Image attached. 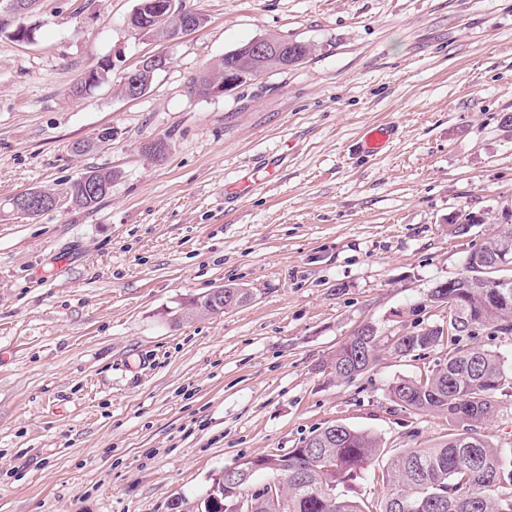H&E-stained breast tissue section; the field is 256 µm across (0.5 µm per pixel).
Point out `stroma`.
Segmentation results:
<instances>
[{"label": "stroma", "mask_w": 512, "mask_h": 512, "mask_svg": "<svg viewBox=\"0 0 512 512\" xmlns=\"http://www.w3.org/2000/svg\"><path fill=\"white\" fill-rule=\"evenodd\" d=\"M137 3L39 0L21 18L0 2V512L196 507L224 469L337 423L382 440L358 484L373 510L387 461L450 429L389 389L448 348L384 354L349 382L328 362L367 322L385 344L447 327L430 290L512 225V0H183L205 22L164 45L128 25ZM20 24L33 41L13 38ZM269 33L316 51L191 91ZM160 50L167 69L125 97V74ZM104 59L109 82L73 97ZM382 123L393 139L364 152ZM158 139L159 165L142 154ZM91 168L118 177L87 211L65 194ZM34 187L58 206L9 211ZM462 214L480 222L453 235ZM228 283L252 300L183 318L186 298Z\"/></svg>", "instance_id": "stroma-1"}]
</instances>
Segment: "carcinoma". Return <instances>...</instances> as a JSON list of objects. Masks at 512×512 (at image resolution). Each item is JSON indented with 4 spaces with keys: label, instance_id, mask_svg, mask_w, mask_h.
I'll list each match as a JSON object with an SVG mask.
<instances>
[{
    "label": "carcinoma",
    "instance_id": "obj_1",
    "mask_svg": "<svg viewBox=\"0 0 512 512\" xmlns=\"http://www.w3.org/2000/svg\"><path fill=\"white\" fill-rule=\"evenodd\" d=\"M220 62L199 74L195 93L210 95L224 78ZM69 200L78 208L94 209L106 197L87 196L78 181L68 188ZM448 292L465 302L469 320L490 333L512 335V294L508 302L495 299L499 282L472 276L466 270ZM430 303L448 308V330L420 328L387 345L395 355L407 356L448 343V357L436 364L425 379L400 380L390 388L398 406L419 412H442L454 425L445 439L428 447L405 448L382 472L386 484L379 512H512V448L489 443L478 425L490 417L502 396L512 388L503 361L496 352L463 343L471 337L467 324L457 318L448 300ZM215 313L211 298L194 297L186 303L189 316ZM380 337L352 336L329 360L331 373H362L379 358ZM379 438L367 431L342 426L338 432L320 431L284 454L244 460L245 481L214 482L216 498L202 512H234V506L253 476L266 471L273 485L250 499L248 512H366L362 500L345 493L378 457Z\"/></svg>",
    "mask_w": 512,
    "mask_h": 512
}]
</instances>
